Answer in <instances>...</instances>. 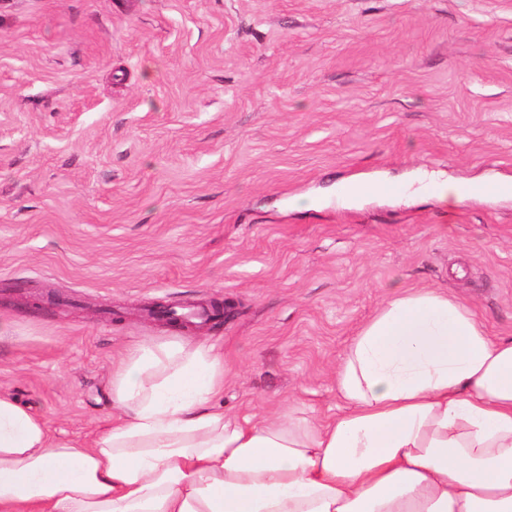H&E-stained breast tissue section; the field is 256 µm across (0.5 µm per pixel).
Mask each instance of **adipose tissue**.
<instances>
[{
  "label": "adipose tissue",
  "instance_id": "1",
  "mask_svg": "<svg viewBox=\"0 0 512 512\" xmlns=\"http://www.w3.org/2000/svg\"><path fill=\"white\" fill-rule=\"evenodd\" d=\"M335 381V415L257 420L218 405L210 345H137L88 445L0 392V512H512V340L467 306L390 297Z\"/></svg>",
  "mask_w": 512,
  "mask_h": 512
}]
</instances>
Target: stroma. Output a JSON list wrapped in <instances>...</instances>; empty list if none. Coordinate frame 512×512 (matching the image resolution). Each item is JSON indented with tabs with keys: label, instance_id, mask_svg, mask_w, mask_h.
Masks as SVG:
<instances>
[{
	"label": "stroma",
	"instance_id": "obj_1",
	"mask_svg": "<svg viewBox=\"0 0 512 512\" xmlns=\"http://www.w3.org/2000/svg\"><path fill=\"white\" fill-rule=\"evenodd\" d=\"M512 0H0V392L87 443L112 365L194 336L225 411L336 412L389 297L437 288L512 339ZM396 197L340 205L353 182Z\"/></svg>",
	"mask_w": 512,
	"mask_h": 512
}]
</instances>
